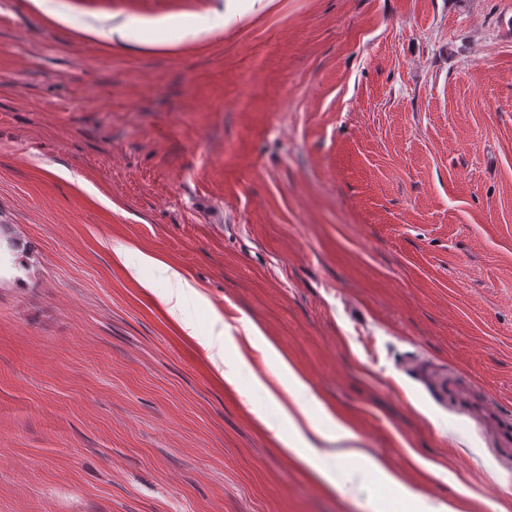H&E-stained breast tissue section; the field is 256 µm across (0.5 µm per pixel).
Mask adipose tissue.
<instances>
[{
	"mask_svg": "<svg viewBox=\"0 0 512 512\" xmlns=\"http://www.w3.org/2000/svg\"><path fill=\"white\" fill-rule=\"evenodd\" d=\"M135 262L140 267H162L169 283L170 291L163 301L170 306H178L183 300L195 299L198 305L207 306L206 297L196 289L177 269L161 266L159 259L151 253L137 252ZM247 338L253 348L260 351L265 363L275 366L279 385L288 392L295 404L292 411L286 412L288 422L287 451L310 462H322L320 475L328 482H335L336 477L329 468L330 463L349 464L347 481L349 493L360 492L369 474L381 475L392 497L388 503L390 512H401L404 502L416 500L418 512H460L457 504L425 497H416L414 492L405 487L400 480L378 460L372 458L365 449L359 448L356 435L349 429L341 432L321 433L320 444H312L305 436L306 427L312 426L313 419L307 404L311 401L309 386L294 367L283 357L280 350L269 341L256 325H249Z\"/></svg>",
	"mask_w": 512,
	"mask_h": 512,
	"instance_id": "ef3b65f1",
	"label": "adipose tissue"
}]
</instances>
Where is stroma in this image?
Masks as SVG:
<instances>
[{
    "mask_svg": "<svg viewBox=\"0 0 512 512\" xmlns=\"http://www.w3.org/2000/svg\"><path fill=\"white\" fill-rule=\"evenodd\" d=\"M0 236V512H380L285 451L251 322L403 482L502 504L415 366L512 408V0H0ZM136 265L139 267H158L166 274L165 278L169 283V293L162 297V301L171 308L178 306L187 298H194L198 305L207 306L206 297L196 289L182 274L175 268H171L160 261L154 254L137 251L135 255Z\"/></svg>",
    "mask_w": 512,
    "mask_h": 512,
    "instance_id": "1",
    "label": "stroma"
}]
</instances>
